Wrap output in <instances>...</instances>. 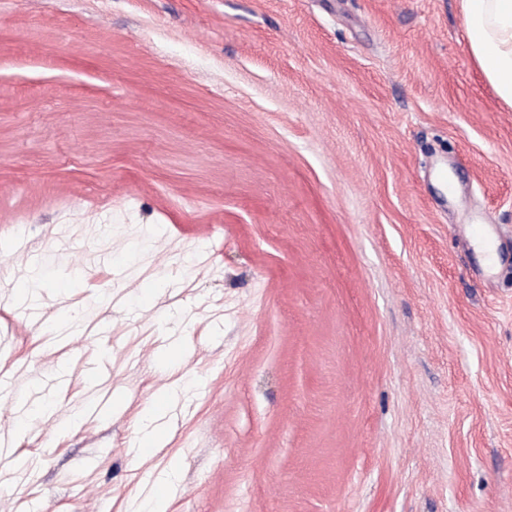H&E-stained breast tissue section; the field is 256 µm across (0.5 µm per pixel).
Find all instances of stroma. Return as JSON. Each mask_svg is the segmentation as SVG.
Listing matches in <instances>:
<instances>
[{
    "label": "stroma",
    "mask_w": 512,
    "mask_h": 512,
    "mask_svg": "<svg viewBox=\"0 0 512 512\" xmlns=\"http://www.w3.org/2000/svg\"><path fill=\"white\" fill-rule=\"evenodd\" d=\"M0 233V512H512V109L458 0H0Z\"/></svg>",
    "instance_id": "stroma-1"
}]
</instances>
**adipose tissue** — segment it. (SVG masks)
Returning <instances> with one entry per match:
<instances>
[{
  "label": "adipose tissue",
  "instance_id": "1",
  "mask_svg": "<svg viewBox=\"0 0 512 512\" xmlns=\"http://www.w3.org/2000/svg\"><path fill=\"white\" fill-rule=\"evenodd\" d=\"M459 8L480 73L512 108V0H459Z\"/></svg>",
  "mask_w": 512,
  "mask_h": 512
}]
</instances>
